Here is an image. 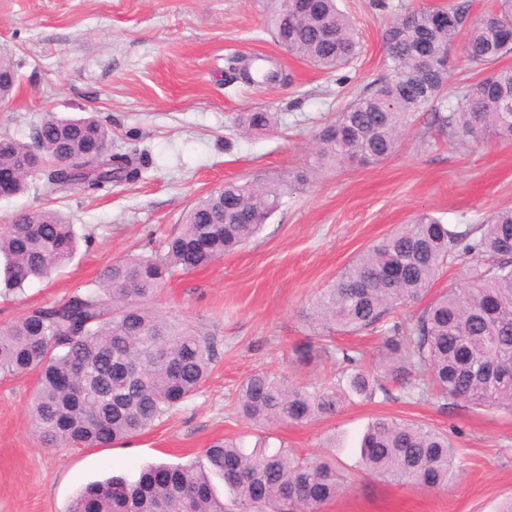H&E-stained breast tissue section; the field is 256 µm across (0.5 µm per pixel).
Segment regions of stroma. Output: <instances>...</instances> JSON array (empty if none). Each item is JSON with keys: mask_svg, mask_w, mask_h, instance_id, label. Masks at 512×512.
I'll return each instance as SVG.
<instances>
[{"mask_svg": "<svg viewBox=\"0 0 512 512\" xmlns=\"http://www.w3.org/2000/svg\"><path fill=\"white\" fill-rule=\"evenodd\" d=\"M454 2L338 0L361 50L331 72L277 43L273 0H0V51L20 64L17 87L0 104V133L27 143L46 114L93 116L112 151L137 148L150 158L138 182L103 197L31 189L0 199V227L16 211L47 209L88 238L49 278L22 295H0V324L159 249L224 182L261 176L288 184L255 240L205 269L176 273L152 300L212 338L217 357L200 391L150 430L106 448L45 446L28 416L35 376L0 378V512H67L92 481L196 461L215 439L252 435L234 406L246 376L266 371L306 384L340 372L333 359L298 365L292 349L310 334L316 295L348 263L421 214L478 228L512 208V142L439 134L426 111L382 163L325 165L315 151L320 129L387 76L390 20ZM232 55L271 58L288 80L261 88L231 81ZM255 111L273 113V127L241 134L236 116ZM382 416L447 434L458 451L455 482L433 491L361 470L360 439ZM271 434L291 453L329 458L345 476V489L321 512H498L512 498V411L502 408L452 405L390 384L371 401Z\"/></svg>", "mask_w": 512, "mask_h": 512, "instance_id": "35a3bbf8", "label": "stroma"}]
</instances>
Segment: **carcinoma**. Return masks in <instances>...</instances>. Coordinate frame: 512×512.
Here are the masks:
<instances>
[{
  "instance_id": "cac0c4a2",
  "label": "carcinoma",
  "mask_w": 512,
  "mask_h": 512,
  "mask_svg": "<svg viewBox=\"0 0 512 512\" xmlns=\"http://www.w3.org/2000/svg\"><path fill=\"white\" fill-rule=\"evenodd\" d=\"M271 16L277 40L323 70L348 64L359 40L336 0H279ZM448 22L433 10L415 9L385 31L390 75L347 104L318 134V156L328 161L390 157L413 114L434 112L435 121L464 137L512 140V0L470 18L469 0L448 8ZM465 60L486 69L466 86L457 110L445 115L438 97L446 73L445 49L469 26ZM228 70L247 84L286 81L282 73L245 71L243 59L227 58ZM235 121L250 133L274 124L270 112H244ZM33 144L0 137V172L15 175L12 194L34 187L44 196L77 190L88 197L109 193L141 176L147 154L108 153V132L96 119L52 115L35 128ZM287 185L274 180L233 181L199 200L162 254L150 253L108 266L99 281L62 302L33 308L0 324V376L35 374L32 423L48 446L101 448L141 435L177 410L206 382L216 354L211 338L155 311L148 303L172 275L209 266L251 242L280 207ZM81 236L55 211L21 210L0 232V261L8 290L47 277L68 264ZM477 256L461 287L437 294L413 326H384L395 309L422 300L450 258ZM313 333L294 348L297 362L341 356L345 369L332 381L289 384L267 372L242 382L237 399L251 426H288L332 415L355 399H371L389 379L401 390H433L442 398L475 406H512V209L502 210L475 237L423 215L375 242L323 290L308 314ZM382 332L375 369L361 353L333 351L336 332ZM363 470L427 489L456 479L455 450L431 429L376 418L359 448ZM218 475L235 512H320L344 489V477L326 459H298L257 435L254 445L219 439L204 462L151 464L134 480L112 476L88 484L68 512H227L210 475Z\"/></svg>"
}]
</instances>
